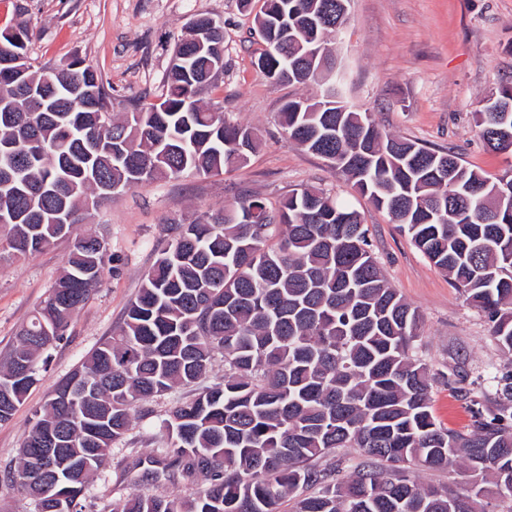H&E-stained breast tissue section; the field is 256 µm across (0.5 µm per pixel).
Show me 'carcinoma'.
<instances>
[{
    "label": "carcinoma",
    "instance_id": "carcinoma-1",
    "mask_svg": "<svg viewBox=\"0 0 512 512\" xmlns=\"http://www.w3.org/2000/svg\"><path fill=\"white\" fill-rule=\"evenodd\" d=\"M337 0H271L255 23L268 45L269 78L314 85L286 101L289 139L330 161L453 287L492 323L512 352V179L492 181L451 152L384 135L372 113L343 102L328 39L346 16ZM189 27L178 39L166 92L112 116L101 74L86 60L54 67L30 55V25L0 34V233L18 259L70 236L103 201L184 174L231 172L258 145L257 131L203 102L224 68V29ZM209 52H198V39ZM322 46L323 71L303 63ZM475 124L489 149L512 152V86L488 98ZM164 243L113 336L68 378L96 386L66 407L56 394L37 411L4 480L36 512H85L89 481L131 426L133 403L193 389L167 410V447L152 477L206 486L189 497L136 490L108 512H477L492 484L512 498V368L491 390L465 392L470 423L445 428L431 408L434 377L415 355L419 314L382 274L361 213L314 187L279 207L244 194L216 212L163 229ZM110 255L93 233L75 237L65 270L0 366V423L39 381L38 359L63 339ZM224 381L205 385L216 355ZM58 449L33 476L42 448ZM335 460L320 467L321 458ZM458 465L467 489L422 485L414 472ZM306 491L302 495L299 490Z\"/></svg>",
    "mask_w": 512,
    "mask_h": 512
}]
</instances>
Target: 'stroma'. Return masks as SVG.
I'll use <instances>...</instances> for the list:
<instances>
[{"mask_svg": "<svg viewBox=\"0 0 512 512\" xmlns=\"http://www.w3.org/2000/svg\"><path fill=\"white\" fill-rule=\"evenodd\" d=\"M263 0H0V29L23 18L31 23V55L64 65L79 57L101 73L112 110L159 101L173 44L194 15L224 27V72L211 92L232 121L255 127L257 151L244 167L221 175H185L116 195L94 211L75 234L95 232L107 244L119 274L104 272L64 338L48 352L39 381L12 418L0 423V470L15 464L34 423V411L55 384L81 364L119 326L141 277L155 260L164 226L207 210H219L241 193L278 206L295 188L314 186L350 201L369 229L371 249L392 288L420 314L416 355L436 377L431 392L437 420L452 430L469 423L467 401L448 389V376L466 388L485 386L486 373L512 362L491 336V324L453 288L386 214L353 189L324 158L289 139L277 113L311 87L279 83L258 68L266 45L254 16ZM346 102L372 112L383 132L454 152L464 166L491 179L512 178V161L487 149L474 122L484 98L512 83V0H350L347 22L335 40ZM70 239L19 260L0 245V362L33 309L61 275ZM190 389L138 402L133 426L112 448L86 491V512H100L126 493L118 478L166 442L163 421L172 400Z\"/></svg>", "mask_w": 512, "mask_h": 512, "instance_id": "obj_1", "label": "stroma"}]
</instances>
